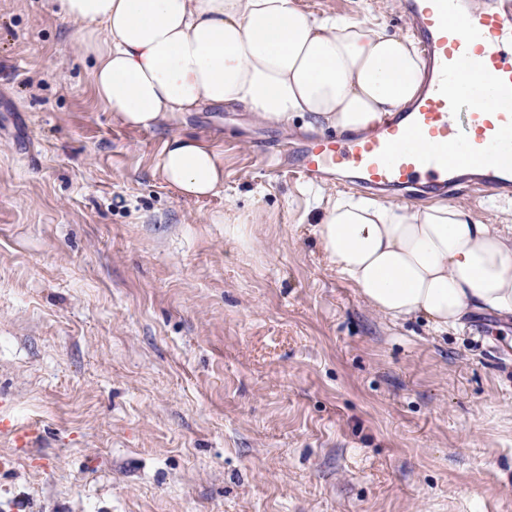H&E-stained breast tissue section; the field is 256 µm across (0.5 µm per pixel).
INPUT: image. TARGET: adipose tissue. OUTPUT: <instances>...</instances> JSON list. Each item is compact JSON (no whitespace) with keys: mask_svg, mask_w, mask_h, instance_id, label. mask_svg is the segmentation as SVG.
Segmentation results:
<instances>
[{"mask_svg":"<svg viewBox=\"0 0 512 512\" xmlns=\"http://www.w3.org/2000/svg\"><path fill=\"white\" fill-rule=\"evenodd\" d=\"M81 22L93 88L114 120L150 128L200 105L243 107L264 124L294 117L360 133L414 101L423 66L413 43L293 0H58ZM163 179L187 198L217 193L224 161L172 135ZM326 256L359 296L394 320L438 330L475 313L512 318V234L457 205L425 208L339 195L318 220Z\"/></svg>","mask_w":512,"mask_h":512,"instance_id":"1","label":"adipose tissue"}]
</instances>
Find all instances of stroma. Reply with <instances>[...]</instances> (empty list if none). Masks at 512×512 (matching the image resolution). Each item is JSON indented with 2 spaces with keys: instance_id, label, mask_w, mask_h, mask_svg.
<instances>
[{
  "instance_id": "35a3bbf8",
  "label": "stroma",
  "mask_w": 512,
  "mask_h": 512,
  "mask_svg": "<svg viewBox=\"0 0 512 512\" xmlns=\"http://www.w3.org/2000/svg\"><path fill=\"white\" fill-rule=\"evenodd\" d=\"M294 2L413 36L399 0ZM80 29L0 0V512H512V321L374 312L317 233L318 190H362L291 172L303 119L121 126ZM175 133L216 194L162 179ZM159 166L163 179L186 198L215 194L224 185V158L191 135H172L165 143Z\"/></svg>"
}]
</instances>
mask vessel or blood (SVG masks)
Returning <instances> with one entry per match:
<instances>
[{"label": "vessel or blood", "mask_w": 512, "mask_h": 512, "mask_svg": "<svg viewBox=\"0 0 512 512\" xmlns=\"http://www.w3.org/2000/svg\"><path fill=\"white\" fill-rule=\"evenodd\" d=\"M403 10L423 51L422 93L368 133L310 141L297 174L322 182L347 170L359 186L427 198L461 184L511 196L512 5L484 0L475 11L468 0H405ZM476 71L491 83H473ZM481 98L489 106L473 111Z\"/></svg>", "instance_id": "1"}]
</instances>
